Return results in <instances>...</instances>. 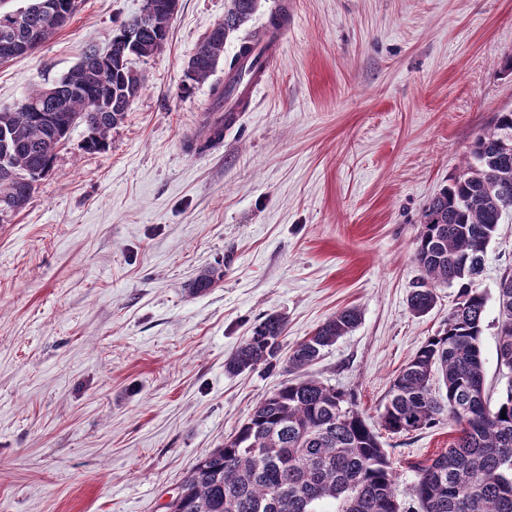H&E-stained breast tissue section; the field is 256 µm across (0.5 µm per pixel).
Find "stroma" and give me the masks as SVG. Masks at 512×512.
Wrapping results in <instances>:
<instances>
[{"instance_id": "obj_1", "label": "stroma", "mask_w": 512, "mask_h": 512, "mask_svg": "<svg viewBox=\"0 0 512 512\" xmlns=\"http://www.w3.org/2000/svg\"><path fill=\"white\" fill-rule=\"evenodd\" d=\"M294 21L251 105L224 139L193 143L216 69L181 90L189 58L228 0H179L164 48L131 57L144 78L106 151L83 128L52 174L0 224V512H165L184 476L291 379L290 349L337 310L360 325L309 374L354 396L395 463L404 512L413 463L447 447L440 424L382 431L390 382L442 328L454 291L414 315L424 204L479 131L512 107V0H293ZM143 0H81L33 52L0 62V110L53 83ZM223 270L208 291L190 289ZM512 271V216L479 283L486 388L497 358L496 293ZM286 316L276 365L225 361L266 314Z\"/></svg>"}]
</instances>
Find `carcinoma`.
Listing matches in <instances>:
<instances>
[{"label":"carcinoma","mask_w":512,"mask_h":512,"mask_svg":"<svg viewBox=\"0 0 512 512\" xmlns=\"http://www.w3.org/2000/svg\"><path fill=\"white\" fill-rule=\"evenodd\" d=\"M259 0H229L191 56L188 83L205 82L224 60L228 38L248 22ZM80 0H28L13 11L21 23L0 25V47L15 43L12 57L26 53L32 35L44 42L62 29L55 13L74 15ZM169 0H144L139 15L112 35L116 44L134 33L129 54L147 58L165 46L174 12ZM144 78L124 64L90 68L81 59L49 86L32 87L12 112L0 111V222L25 208L36 184L49 176L56 151L71 130H85L84 149H106L138 97ZM224 124L207 127L196 149L221 142ZM512 108L495 113L477 134L465 165L422 208L413 260L421 271L408 298L421 316L435 302L434 289H456L444 327L430 336L391 381L381 415L384 429L409 435L448 422L455 433L448 448L416 466L409 496L417 512H512V387L492 406L486 394L480 338L486 308L479 287L488 247L503 214H512ZM500 365L512 372V273L498 287ZM361 322L355 307L331 315L288 355V369L303 371ZM286 317L273 312L255 324L225 361L230 374L270 367L279 355ZM440 377L445 395L433 393ZM404 512L397 471L355 399L301 376L260 400L236 433L201 458L182 481L166 512Z\"/></svg>","instance_id":"1"}]
</instances>
